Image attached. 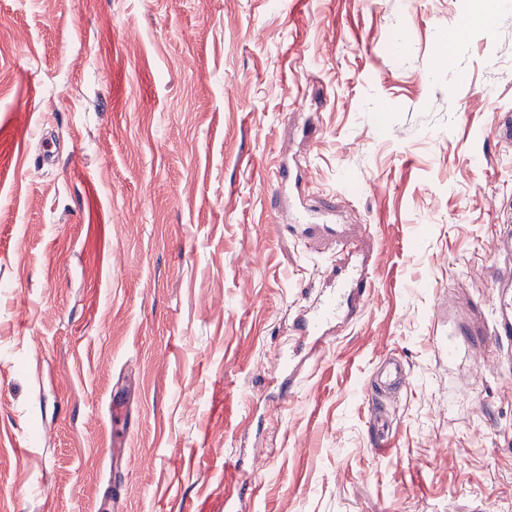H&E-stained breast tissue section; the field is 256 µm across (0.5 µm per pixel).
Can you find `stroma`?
Segmentation results:
<instances>
[{"instance_id": "1", "label": "stroma", "mask_w": 512, "mask_h": 512, "mask_svg": "<svg viewBox=\"0 0 512 512\" xmlns=\"http://www.w3.org/2000/svg\"><path fill=\"white\" fill-rule=\"evenodd\" d=\"M508 112L512 0H0V512H512ZM330 275L335 283L329 292L320 295L313 306L297 314L289 328V336H321L325 326L338 320L354 292L364 294L368 276L357 273L355 266L339 263ZM498 277L502 290L498 292L495 301L493 334L489 338V344L493 347H498L501 351H506V354L509 356L512 346V294L507 289L509 284H512V267L510 263L500 270ZM405 370L400 361L390 359L379 370L378 380L382 387L392 388L404 383Z\"/></svg>"}]
</instances>
